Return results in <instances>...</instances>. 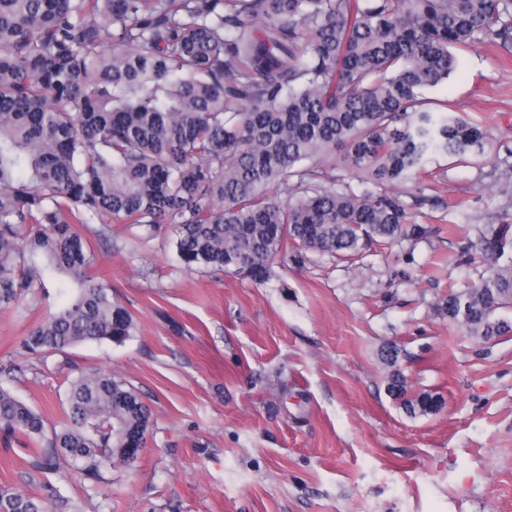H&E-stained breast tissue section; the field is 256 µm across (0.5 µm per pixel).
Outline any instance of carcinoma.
<instances>
[{
    "mask_svg": "<svg viewBox=\"0 0 512 512\" xmlns=\"http://www.w3.org/2000/svg\"><path fill=\"white\" fill-rule=\"evenodd\" d=\"M485 40L512 51V0H0V310L54 271L78 284L58 285L64 301L22 352L134 334L89 275L79 224L148 238L168 224L186 268L257 283L290 246L355 260L422 234L393 187L434 156L483 150L487 131L425 91ZM468 260L478 282L448 289L437 315L484 343L512 335L498 317L512 308V225H487ZM400 353L381 355L388 392L412 417L437 413L443 396L412 392ZM152 426L138 391L105 371L70 382L57 428L0 386V435L35 440L36 471L98 483L137 462ZM55 501L50 486L0 489V512Z\"/></svg>",
    "mask_w": 512,
    "mask_h": 512,
    "instance_id": "obj_1",
    "label": "carcinoma"
}]
</instances>
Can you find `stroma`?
<instances>
[{
	"instance_id": "obj_1",
	"label": "stroma",
	"mask_w": 512,
	"mask_h": 512,
	"mask_svg": "<svg viewBox=\"0 0 512 512\" xmlns=\"http://www.w3.org/2000/svg\"><path fill=\"white\" fill-rule=\"evenodd\" d=\"M427 95L489 138L467 162L436 156L396 185L407 201L430 184L441 203L412 209L422 236L356 263L306 250L259 284L185 268L168 226L143 240L123 224L82 227L134 335L19 355L58 303L46 279L0 311V386L52 426L70 380L111 372L150 404L153 431L136 465L97 489L35 471L33 442L14 436L0 444V488L49 483L81 512H512V335L486 345L434 312L449 287L477 281L467 248L483 225L512 213V52H460ZM393 345L411 389L444 397L438 413L408 416L389 395L380 353Z\"/></svg>"
}]
</instances>
